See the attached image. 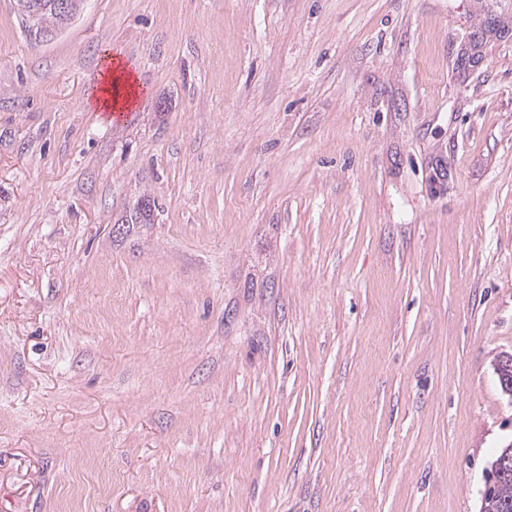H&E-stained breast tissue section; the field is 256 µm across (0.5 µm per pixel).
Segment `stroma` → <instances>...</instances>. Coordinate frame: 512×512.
<instances>
[{
	"mask_svg": "<svg viewBox=\"0 0 512 512\" xmlns=\"http://www.w3.org/2000/svg\"><path fill=\"white\" fill-rule=\"evenodd\" d=\"M512 0H0V512H479L512 401ZM137 80L86 105L103 52ZM147 220L133 222L140 208ZM37 2H40L42 8L40 10L39 16L36 20L32 21L30 18H24L23 16L19 15L22 21V25L25 29V32L27 35L32 39L31 37V29L33 26L38 24L43 30H51V31H57L58 29H61L63 26L69 23L72 19L69 17L64 16L63 14H71L75 12L76 9V2L73 0H56L54 2V8L58 11H55V9L52 6L53 0H35ZM61 12V13H59ZM63 13V14H62ZM494 370L503 394L512 400V354H500L494 361Z\"/></svg>",
	"mask_w": 512,
	"mask_h": 512,
	"instance_id": "1",
	"label": "stroma"
}]
</instances>
